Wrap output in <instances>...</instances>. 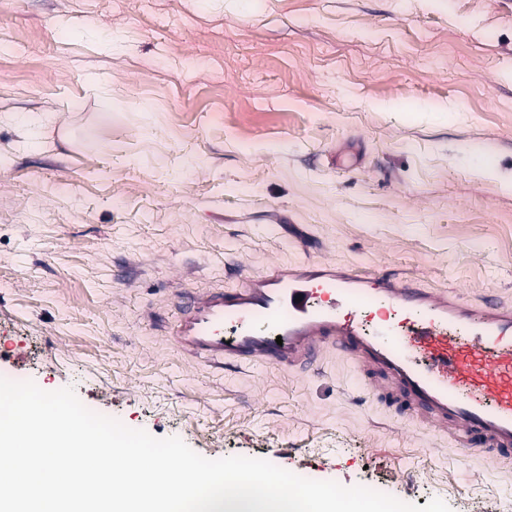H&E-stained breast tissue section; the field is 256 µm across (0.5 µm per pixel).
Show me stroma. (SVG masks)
Here are the masks:
<instances>
[{"label":"stroma","instance_id":"35a3bbf8","mask_svg":"<svg viewBox=\"0 0 512 512\" xmlns=\"http://www.w3.org/2000/svg\"><path fill=\"white\" fill-rule=\"evenodd\" d=\"M302 262L512 303V0H0V374L208 459L512 512V463L346 357L170 342L183 295Z\"/></svg>","mask_w":512,"mask_h":512}]
</instances>
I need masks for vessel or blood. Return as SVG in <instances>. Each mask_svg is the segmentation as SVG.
I'll list each match as a JSON object with an SVG mask.
<instances>
[{
    "label": "vessel or blood",
    "mask_w": 512,
    "mask_h": 512,
    "mask_svg": "<svg viewBox=\"0 0 512 512\" xmlns=\"http://www.w3.org/2000/svg\"><path fill=\"white\" fill-rule=\"evenodd\" d=\"M214 365L305 369L336 351L462 452L512 460V305L328 264L270 265L188 297L171 331Z\"/></svg>",
    "instance_id": "obj_1"
}]
</instances>
